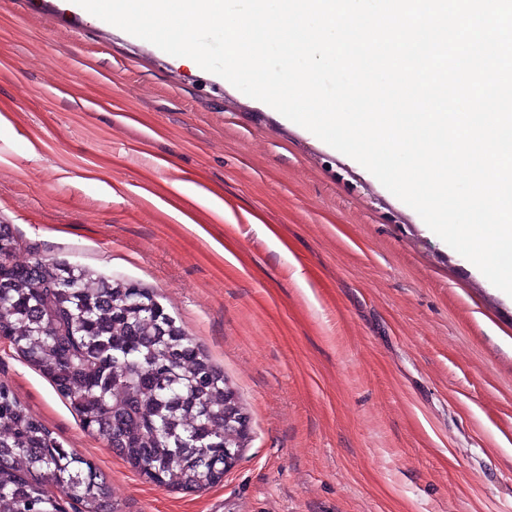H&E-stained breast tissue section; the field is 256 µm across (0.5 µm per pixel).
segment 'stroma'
<instances>
[{
	"label": "stroma",
	"mask_w": 512,
	"mask_h": 512,
	"mask_svg": "<svg viewBox=\"0 0 512 512\" xmlns=\"http://www.w3.org/2000/svg\"><path fill=\"white\" fill-rule=\"evenodd\" d=\"M0 224L20 259L152 289L249 417L223 482L169 491L0 340V381L114 512H512V297L222 77L62 0H0Z\"/></svg>",
	"instance_id": "35a3bbf8"
}]
</instances>
